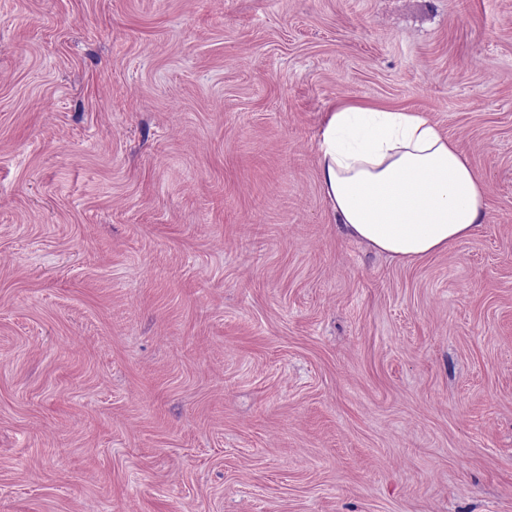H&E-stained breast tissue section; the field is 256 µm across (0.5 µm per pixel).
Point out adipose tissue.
Masks as SVG:
<instances>
[{
  "label": "adipose tissue",
  "instance_id": "ef3b65f1",
  "mask_svg": "<svg viewBox=\"0 0 512 512\" xmlns=\"http://www.w3.org/2000/svg\"><path fill=\"white\" fill-rule=\"evenodd\" d=\"M319 169L338 224L402 263L468 238L485 215L482 180L422 112L337 108L321 130Z\"/></svg>",
  "mask_w": 512,
  "mask_h": 512
}]
</instances>
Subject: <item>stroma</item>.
<instances>
[{
	"instance_id": "stroma-1",
	"label": "stroma",
	"mask_w": 512,
	"mask_h": 512,
	"mask_svg": "<svg viewBox=\"0 0 512 512\" xmlns=\"http://www.w3.org/2000/svg\"><path fill=\"white\" fill-rule=\"evenodd\" d=\"M341 105L476 232L348 237ZM0 512H512V0H0ZM319 169L338 224L398 262L447 250L485 215L482 180L422 112L336 108L321 130Z\"/></svg>"
}]
</instances>
